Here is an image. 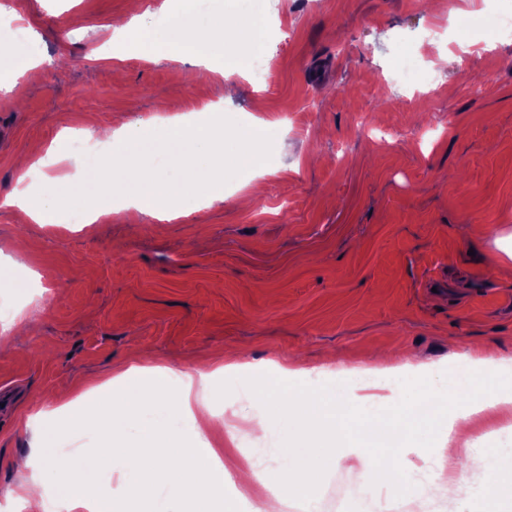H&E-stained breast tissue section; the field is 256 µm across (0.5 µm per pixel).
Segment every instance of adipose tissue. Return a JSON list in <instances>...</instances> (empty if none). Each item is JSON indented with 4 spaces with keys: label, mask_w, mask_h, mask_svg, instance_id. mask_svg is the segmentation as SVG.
<instances>
[{
    "label": "adipose tissue",
    "mask_w": 512,
    "mask_h": 512,
    "mask_svg": "<svg viewBox=\"0 0 512 512\" xmlns=\"http://www.w3.org/2000/svg\"><path fill=\"white\" fill-rule=\"evenodd\" d=\"M192 8L193 0H172L168 24L181 36V61L208 71L218 50L206 32L185 27L184 17ZM163 133L174 144L172 169L185 183H195L202 171H209L203 193L211 202L224 198L225 172L254 170L267 163L266 146L256 133L246 137L242 149L225 151L224 115L220 112L188 125L168 124ZM151 136V130L138 121L124 122L115 130L113 138L119 150L106 152L92 173L97 197L85 208L84 223L94 224L111 214L114 194L128 185L134 188L130 209L161 220L182 216L180 203L168 192L165 179L142 164L141 150ZM70 192L68 183L52 179L44 203H34L19 188L7 193L0 203L28 222L45 225L54 223L57 207L69 199ZM210 378V373L201 370L177 371L142 357L117 370L110 388L94 404L59 415L42 411L33 416L32 446L53 467L61 512H177V504L184 500L190 503L189 512H214L215 507L223 506L229 467L219 460L206 436L187 444L176 425L182 417L209 414L205 396L194 394L193 387L207 384ZM258 395L288 428L275 450L278 464L265 475L275 493L263 512H284L294 500L315 504L314 474L327 461L382 490L386 507H393L413 496L415 490L391 459L423 433L435 435L440 445L449 448L450 465L441 475L449 490L443 512H512V498L491 469L485 472L478 497L465 503L456 495L468 477L466 471L457 469L455 459L470 453V419L473 413L488 409L489 401L458 410L454 421L442 418L420 424L409 412L422 398L409 385L402 389L401 415L388 421L371 419L377 401L373 394L339 399L295 384L282 392L263 388ZM151 404L158 407V414L145 423L136 445L127 446L126 428ZM74 429L103 435L93 450L91 466L57 463L58 438ZM110 470L132 476L125 494L98 493L103 473Z\"/></svg>",
    "instance_id": "obj_1"
}]
</instances>
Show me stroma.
Listing matches in <instances>:
<instances>
[{
    "instance_id": "35a3bbf8",
    "label": "stroma",
    "mask_w": 512,
    "mask_h": 512,
    "mask_svg": "<svg viewBox=\"0 0 512 512\" xmlns=\"http://www.w3.org/2000/svg\"><path fill=\"white\" fill-rule=\"evenodd\" d=\"M131 0H17L22 57H40L46 75L19 79L0 98V194L12 189L17 159L48 148L67 128L100 132L114 116L157 123L217 102L224 147L264 128L271 165L255 171L265 190L238 203L243 180L224 174V200L198 208L177 173L170 189L188 217L158 221L113 213L69 224L96 195L92 167L64 160L73 199L53 225L22 222L0 209V262L15 288L0 287L16 333L0 339V506L22 476L30 418L88 400L115 369L147 354L173 369L216 365L234 355L240 370L208 396L218 413L210 441L234 463L251 462L229 427L251 408L241 385L272 387L270 364L302 359L315 370L374 369L371 351L409 352L434 374H408L441 413L472 391L442 395L459 357L491 349L512 361V34L492 50L460 36L455 20L477 0H266L273 23L266 82L224 85L167 58L141 52L101 58L113 20ZM237 21L225 32L230 56L252 48L251 15L236 0L190 14ZM470 45L437 91L387 78L399 57L413 69L438 52ZM496 420L470 435L495 469L512 474V447H498ZM320 512H376L382 493L331 468L317 480Z\"/></svg>"
}]
</instances>
